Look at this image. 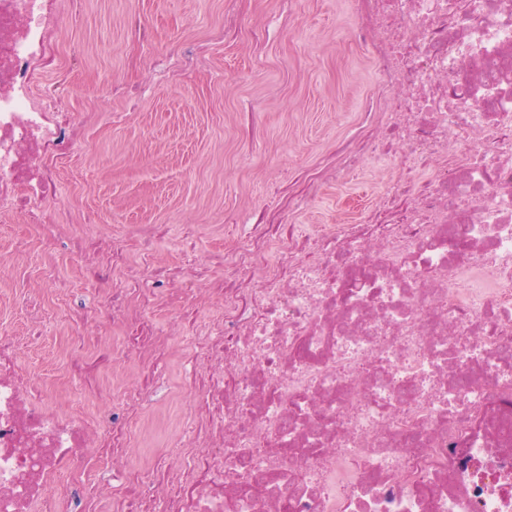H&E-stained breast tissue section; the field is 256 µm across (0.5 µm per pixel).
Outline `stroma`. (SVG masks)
<instances>
[{
	"mask_svg": "<svg viewBox=\"0 0 512 512\" xmlns=\"http://www.w3.org/2000/svg\"><path fill=\"white\" fill-rule=\"evenodd\" d=\"M240 33L224 38V0H83L63 33L82 61L57 92L69 111L97 114L57 175L53 209L108 238L113 223L199 224L196 261L233 241L234 227L274 205L305 175L337 162L336 145L365 128L375 65L356 40L352 0H242ZM269 39H259L261 29ZM382 175L366 164L323 184L300 225L350 222L374 204ZM0 251L12 255L14 294L0 324L37 343L23 370L65 376L72 358L112 367L117 330L89 320L74 328L68 304L92 308L68 235L46 244L36 225L0 214ZM84 348L71 355V336Z\"/></svg>",
	"mask_w": 512,
	"mask_h": 512,
	"instance_id": "1",
	"label": "stroma"
}]
</instances>
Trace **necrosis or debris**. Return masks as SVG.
<instances>
[{
	"mask_svg": "<svg viewBox=\"0 0 512 512\" xmlns=\"http://www.w3.org/2000/svg\"><path fill=\"white\" fill-rule=\"evenodd\" d=\"M79 3L0 0V213L71 236L97 317L158 371L111 420L85 393L60 412L0 330V512H512V0H354L382 112L330 178L385 156L395 175L356 223L305 231L286 213L308 175L203 265L196 226L175 264L154 261L161 228L137 233L130 265L122 232L89 247L48 211L96 120L37 84ZM202 284L221 318L171 351L149 316Z\"/></svg>",
	"mask_w": 512,
	"mask_h": 512,
	"instance_id": "4bbe7bcc",
	"label": "necrosis or debris"
}]
</instances>
